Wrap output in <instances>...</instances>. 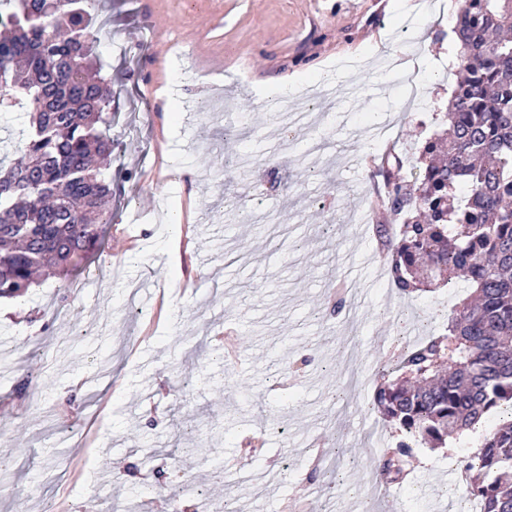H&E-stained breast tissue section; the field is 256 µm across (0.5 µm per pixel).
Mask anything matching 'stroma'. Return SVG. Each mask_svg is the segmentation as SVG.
<instances>
[{"label": "stroma", "instance_id": "stroma-1", "mask_svg": "<svg viewBox=\"0 0 512 512\" xmlns=\"http://www.w3.org/2000/svg\"><path fill=\"white\" fill-rule=\"evenodd\" d=\"M461 2L112 0V222L87 271L0 300V512H169L212 483L230 512H448L466 496L448 466L464 438L415 448L403 481L373 490L365 431L396 437L371 409L380 369L466 291L399 294L359 223L381 129L413 162L442 127ZM282 82L322 119L274 112ZM217 91L232 111H196ZM339 284L356 320L328 313Z\"/></svg>", "mask_w": 512, "mask_h": 512}]
</instances>
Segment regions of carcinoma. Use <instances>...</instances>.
Returning <instances> with one entry per match:
<instances>
[{
    "instance_id": "1",
    "label": "carcinoma",
    "mask_w": 512,
    "mask_h": 512,
    "mask_svg": "<svg viewBox=\"0 0 512 512\" xmlns=\"http://www.w3.org/2000/svg\"><path fill=\"white\" fill-rule=\"evenodd\" d=\"M91 2L0 0V110L26 114L20 156L0 159V298L24 294L42 270H86L104 243L112 97L94 73ZM504 30L512 0H463L448 132L425 140L417 176L400 154L382 155L386 221L374 225L399 292L455 280L471 290L445 332L382 371L374 407L397 438L376 474L401 481L414 447L444 448L500 415L463 466L482 512H512V36H492Z\"/></svg>"
}]
</instances>
